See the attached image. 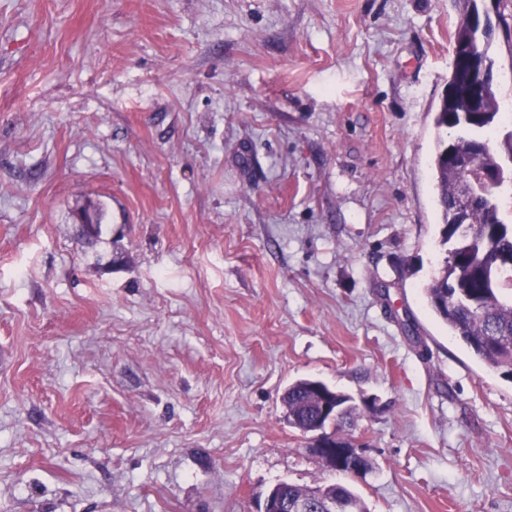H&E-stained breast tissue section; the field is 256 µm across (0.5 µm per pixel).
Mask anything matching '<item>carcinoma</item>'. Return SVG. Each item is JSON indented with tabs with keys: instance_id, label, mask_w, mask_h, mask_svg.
Wrapping results in <instances>:
<instances>
[{
	"instance_id": "cac0c4a2",
	"label": "carcinoma",
	"mask_w": 512,
	"mask_h": 512,
	"mask_svg": "<svg viewBox=\"0 0 512 512\" xmlns=\"http://www.w3.org/2000/svg\"><path fill=\"white\" fill-rule=\"evenodd\" d=\"M461 2L462 18L454 32V43L474 45L490 65H495L489 48L496 39H503L512 52V0H496L495 20L488 21L480 32L468 26L469 15L478 8L476 0ZM483 107L485 112L477 115L475 124L460 120L455 126L450 123L448 102L442 100L434 124L439 129L456 127L458 148L479 154V167L491 171L498 169L506 157H512V130L493 149L483 148L501 114L495 86L488 87ZM447 146L446 140L439 139L432 158L442 215L443 264L424 292L432 311L448 326L451 335L487 369L512 380V274L500 279L487 276V268L498 256L512 255V224L504 222L500 210L502 197L512 198V178L493 190L474 192L461 235L459 225L454 223L453 208L463 187L464 172L445 159ZM325 398L336 399L343 406L344 415L353 410L348 395L326 384L320 390L315 381L303 379L288 386V394L283 397L288 423L299 431L309 430L318 422L326 423L319 419L320 404Z\"/></svg>"
}]
</instances>
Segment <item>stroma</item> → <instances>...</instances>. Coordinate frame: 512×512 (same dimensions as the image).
I'll return each mask as SVG.
<instances>
[{
  "instance_id": "stroma-1",
  "label": "stroma",
  "mask_w": 512,
  "mask_h": 512,
  "mask_svg": "<svg viewBox=\"0 0 512 512\" xmlns=\"http://www.w3.org/2000/svg\"><path fill=\"white\" fill-rule=\"evenodd\" d=\"M459 16L0 0V512H255L282 481L512 512V382L423 294ZM307 378L351 397L365 475L288 424Z\"/></svg>"
}]
</instances>
